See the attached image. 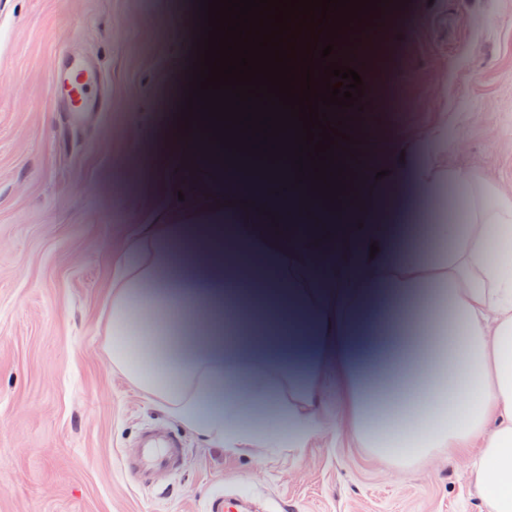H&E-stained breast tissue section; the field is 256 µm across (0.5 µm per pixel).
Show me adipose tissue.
Returning a JSON list of instances; mask_svg holds the SVG:
<instances>
[{"label":"adipose tissue","instance_id":"ef3b65f1","mask_svg":"<svg viewBox=\"0 0 512 512\" xmlns=\"http://www.w3.org/2000/svg\"><path fill=\"white\" fill-rule=\"evenodd\" d=\"M428 132L395 181L330 202L290 161L199 154L235 212L214 223L140 225L112 286L109 356L164 409L229 449L287 438L304 447L323 387L342 393L347 432L392 463L468 460L486 512H512V193L441 162ZM380 365L356 351L368 336Z\"/></svg>","mask_w":512,"mask_h":512}]
</instances>
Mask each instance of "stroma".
<instances>
[{
    "instance_id": "stroma-1",
    "label": "stroma",
    "mask_w": 512,
    "mask_h": 512,
    "mask_svg": "<svg viewBox=\"0 0 512 512\" xmlns=\"http://www.w3.org/2000/svg\"><path fill=\"white\" fill-rule=\"evenodd\" d=\"M407 18L372 55L354 119L404 165L424 131L442 160L512 191V0H395ZM197 0H0V512H210L248 494L280 512H483L461 462L379 461L329 396L304 448L205 441L113 367L103 318L138 224L197 197L164 138L196 60ZM93 56L109 110L76 127L47 94L55 51ZM179 435L164 484L125 469L143 431Z\"/></svg>"
}]
</instances>
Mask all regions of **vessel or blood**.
I'll return each mask as SVG.
<instances>
[{
    "label": "vessel or blood",
    "instance_id": "vessel-or-blood-1",
    "mask_svg": "<svg viewBox=\"0 0 512 512\" xmlns=\"http://www.w3.org/2000/svg\"><path fill=\"white\" fill-rule=\"evenodd\" d=\"M372 53L371 48L352 41L343 35L336 43L339 60L351 68L364 66ZM101 78L90 63L72 57L68 52H58L54 57L51 76V98L60 111L66 112L72 124L81 125L94 115L107 111L109 93L100 92ZM183 453L176 437L162 433L147 437L138 456L127 462L133 475L174 470Z\"/></svg>",
    "mask_w": 512,
    "mask_h": 512
}]
</instances>
